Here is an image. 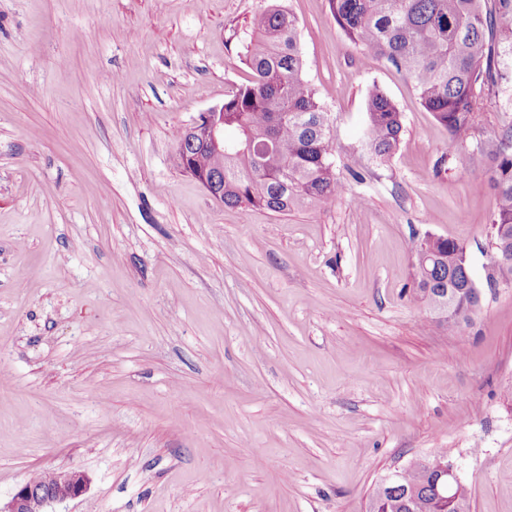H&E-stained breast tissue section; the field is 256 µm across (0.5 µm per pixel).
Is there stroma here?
I'll return each mask as SVG.
<instances>
[{
	"instance_id": "stroma-1",
	"label": "stroma",
	"mask_w": 512,
	"mask_h": 512,
	"mask_svg": "<svg viewBox=\"0 0 512 512\" xmlns=\"http://www.w3.org/2000/svg\"><path fill=\"white\" fill-rule=\"evenodd\" d=\"M279 1L347 185L285 215L217 203L176 160L249 79L239 37L272 0H0L1 502L78 470L51 512H367L440 451L470 512H512L488 175L446 157V128L329 0ZM376 86L403 118L385 160L363 149ZM427 232L466 246L482 291L452 332L410 295Z\"/></svg>"
}]
</instances>
